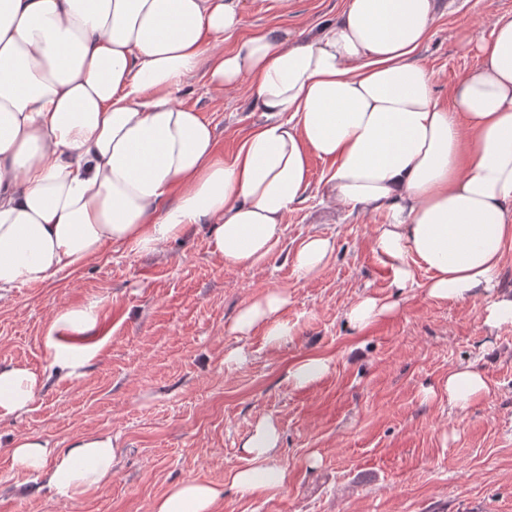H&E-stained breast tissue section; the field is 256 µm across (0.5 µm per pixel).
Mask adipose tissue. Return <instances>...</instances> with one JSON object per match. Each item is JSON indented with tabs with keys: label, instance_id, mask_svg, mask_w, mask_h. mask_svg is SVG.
<instances>
[{
	"label": "adipose tissue",
	"instance_id": "obj_1",
	"mask_svg": "<svg viewBox=\"0 0 512 512\" xmlns=\"http://www.w3.org/2000/svg\"><path fill=\"white\" fill-rule=\"evenodd\" d=\"M241 0H0V296L46 284L105 247L154 251L205 230L225 267H253L281 247L286 216L310 188V160L328 166L327 197L384 213L373 249L398 290L432 301L483 304L484 324H512L502 287L512 248V14L489 36H463L479 69L440 106L416 54L446 0H347L317 31L264 29L225 50ZM208 91L253 79L255 126L232 160L214 126L176 95L196 72ZM331 239L304 237L291 260L301 276L329 262ZM428 278L417 282L416 270ZM274 290L231 326L269 340L290 333ZM99 305L60 309L44 339L55 375L83 374L98 357ZM44 377L0 366V416L29 410ZM457 414L490 393L468 365L442 385ZM279 429L261 420L229 475L243 496L282 488ZM118 445L91 433L55 448L12 445L13 466L55 496L74 498L112 479ZM223 492L203 481L169 487L152 512H217Z\"/></svg>",
	"mask_w": 512,
	"mask_h": 512
}]
</instances>
